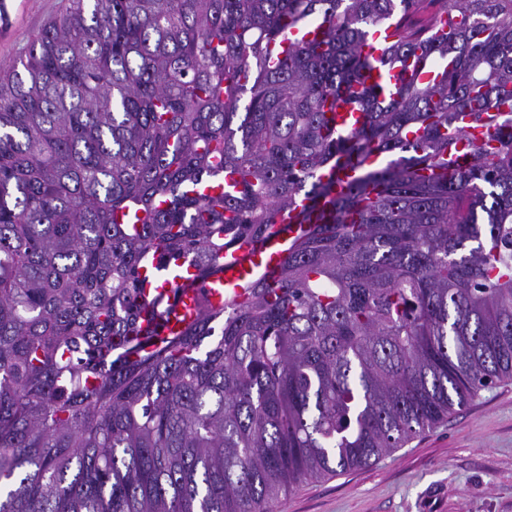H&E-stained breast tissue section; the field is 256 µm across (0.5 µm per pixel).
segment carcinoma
Here are the masks:
<instances>
[{
    "label": "carcinoma",
    "instance_id": "cac0c4a2",
    "mask_svg": "<svg viewBox=\"0 0 512 512\" xmlns=\"http://www.w3.org/2000/svg\"><path fill=\"white\" fill-rule=\"evenodd\" d=\"M511 102L512 0H67L0 64V512H273L512 379ZM281 245V239L273 237L265 245L257 247L253 253L248 247L241 252L250 255L247 262L237 258L225 262L224 271L220 273L219 280L211 288L212 303L224 305V297L231 292H239L241 284L254 272L255 268H263L265 271L272 270L284 257Z\"/></svg>",
    "mask_w": 512,
    "mask_h": 512
}]
</instances>
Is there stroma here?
Listing matches in <instances>:
<instances>
[{"instance_id":"1","label":"stroma","mask_w":512,"mask_h":512,"mask_svg":"<svg viewBox=\"0 0 512 512\" xmlns=\"http://www.w3.org/2000/svg\"><path fill=\"white\" fill-rule=\"evenodd\" d=\"M65 0H16L0 60L26 50ZM275 512H512V379L373 464L308 482Z\"/></svg>"}]
</instances>
